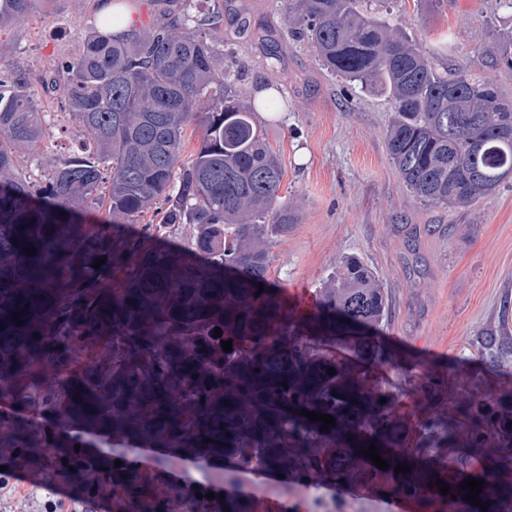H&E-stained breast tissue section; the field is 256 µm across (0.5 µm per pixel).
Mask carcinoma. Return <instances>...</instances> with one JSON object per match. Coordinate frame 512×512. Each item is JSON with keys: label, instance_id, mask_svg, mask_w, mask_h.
<instances>
[{"label": "carcinoma", "instance_id": "1", "mask_svg": "<svg viewBox=\"0 0 512 512\" xmlns=\"http://www.w3.org/2000/svg\"><path fill=\"white\" fill-rule=\"evenodd\" d=\"M34 2L0 0V27L22 23ZM151 2L168 22L129 36L112 33L105 17L76 56L41 74L87 143L84 155L56 161L37 180L18 163L45 135L31 65L17 62L10 80H0V400L116 439L112 455H94L77 436L11 416L0 417V443L34 475L72 481L84 500L112 487V512H177L152 496L166 458L151 475L114 466L134 442L221 457L238 470L322 473L410 495L421 468L449 487L472 476L483 481L487 512H512V485L488 483L512 469V389L488 388L479 374L480 393L429 412L411 439L395 414L399 394L371 377L388 353L359 333L391 313L373 269L341 258L308 333L283 331L282 304L268 283L270 248L298 223V211L281 195L280 151L263 137L254 109L224 91L230 76L202 34L220 16H191V0ZM281 6L291 35L326 70L389 100L388 155L416 199L467 209L512 178V97L471 64L437 71L403 28L362 0ZM190 127L198 147L185 157ZM89 204L129 223L151 218L143 236L111 240L72 223ZM178 224L194 230L181 251L145 244ZM117 270L124 284L112 288ZM507 329L486 330L479 345L512 356ZM330 339L348 356L327 354ZM417 389L432 398L440 381L423 376ZM303 409L335 424L322 432ZM373 444L388 468L360 454ZM398 465L412 470L397 474ZM196 491L204 495L196 512H254L248 498L210 500L203 484Z\"/></svg>", "mask_w": 512, "mask_h": 512}]
</instances>
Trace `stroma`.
Segmentation results:
<instances>
[{"label":"stroma","mask_w":512,"mask_h":512,"mask_svg":"<svg viewBox=\"0 0 512 512\" xmlns=\"http://www.w3.org/2000/svg\"><path fill=\"white\" fill-rule=\"evenodd\" d=\"M97 0H36L28 19L0 28V76L26 61L36 76L30 89L51 118L49 137L34 156L45 168L81 146L83 136L37 76L63 57L76 55L97 16ZM372 12L402 24L441 72L475 61L512 97V73L494 66L502 32L512 30V0H372ZM194 14L217 13V60L232 76V92L247 104L272 86L285 105L257 113L262 133L286 167L281 194L300 222L270 249L268 280L284 304L289 329L315 318L319 290L340 258L353 255L374 269L393 305L391 318L370 328L377 338L398 336L441 351L406 353L404 362L374 368L380 382L401 367L440 375V404H448L472 376L487 367L478 334L497 327L512 308V181L468 209L415 199L389 158L385 132L391 109L381 96L360 93L321 67L312 50L293 40L279 0H194ZM434 224L419 240L426 268L414 271L407 228ZM311 496L341 512H384L387 499L372 491L338 498L321 483Z\"/></svg>","instance_id":"obj_1"}]
</instances>
